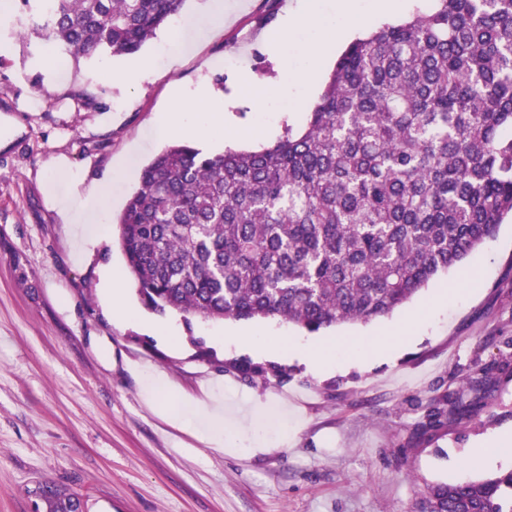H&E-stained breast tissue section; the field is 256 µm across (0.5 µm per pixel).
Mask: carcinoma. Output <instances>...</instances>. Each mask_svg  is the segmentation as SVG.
<instances>
[{
	"label": "carcinoma",
	"mask_w": 512,
	"mask_h": 512,
	"mask_svg": "<svg viewBox=\"0 0 512 512\" xmlns=\"http://www.w3.org/2000/svg\"><path fill=\"white\" fill-rule=\"evenodd\" d=\"M35 31L74 58L138 52L185 0H50ZM512 214V0H433L343 52L303 129L208 155L179 142L117 219L145 306L310 334L391 314ZM499 360L430 400L421 430L470 418ZM44 512H79L46 486ZM415 512H512V469L429 485Z\"/></svg>",
	"instance_id": "carcinoma-1"
}]
</instances>
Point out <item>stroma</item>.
<instances>
[{"instance_id": "35a3bbf8", "label": "stroma", "mask_w": 512, "mask_h": 512, "mask_svg": "<svg viewBox=\"0 0 512 512\" xmlns=\"http://www.w3.org/2000/svg\"><path fill=\"white\" fill-rule=\"evenodd\" d=\"M295 0H232L223 26L199 30L211 0H186L139 53L100 61L65 58L32 31L9 0L0 22V512H29L37 482L68 488L83 512H412L425 485L480 479L512 467L471 459L490 434L512 432V367L475 416L417 437L431 398L454 391L476 366L512 355V221L464 266L441 275L392 315L337 326V358L362 362L315 374L295 359L215 345L224 322L147 310L112 219L142 168L166 145L156 135L175 91L206 83L236 103L230 124L250 140L210 133V154L273 145L300 127L284 95L297 66L295 31L284 55L276 33ZM166 54L136 84L117 75ZM271 90L269 109L241 95L240 73ZM81 189L82 240L50 196ZM115 271L138 318L112 315L102 294ZM440 310L430 305L440 294ZM392 356L364 340L400 323ZM209 356H201V349ZM246 362L258 375L235 369ZM285 368L287 377L270 374ZM166 378L184 416L169 421L144 392L146 373ZM224 409V447L201 403ZM288 417L278 438L270 420Z\"/></svg>"}]
</instances>
